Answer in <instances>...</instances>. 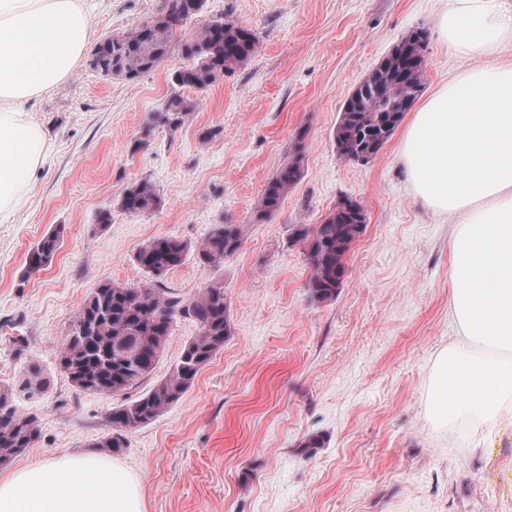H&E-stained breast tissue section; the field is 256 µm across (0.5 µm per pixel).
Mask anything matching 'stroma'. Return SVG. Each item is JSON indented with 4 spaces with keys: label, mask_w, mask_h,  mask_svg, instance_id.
I'll list each match as a JSON object with an SVG mask.
<instances>
[{
    "label": "stroma",
    "mask_w": 512,
    "mask_h": 512,
    "mask_svg": "<svg viewBox=\"0 0 512 512\" xmlns=\"http://www.w3.org/2000/svg\"><path fill=\"white\" fill-rule=\"evenodd\" d=\"M160 0H83L89 43L129 31ZM440 0H206L254 29L257 52L206 92L178 129L149 121L172 89L174 57L137 79H106L80 60L25 107L48 137L20 204L0 219V385L27 361L53 375L19 400L40 436L16 466L93 450L121 396L86 393L58 373V354L100 282L140 285L133 257L148 241L205 237L240 225L243 246L221 271L195 256L165 285L190 296L223 277L232 334L187 393L126 435L118 462L138 479L145 512H512V422L432 421L425 402L439 352L459 339L448 313L454 216L416 198L394 132L368 162L340 158L333 134L354 88L415 28H424L430 95L481 54L448 48ZM305 135L302 177L258 224L266 183ZM155 211L119 207L135 181ZM366 228L346 255L342 288L318 301L294 231L322 223L341 197ZM108 223H99L101 213ZM51 263L26 274L28 251L56 225ZM322 445L305 446L311 438ZM160 200L155 185L149 181H136L125 188L120 207L129 215H141L157 209Z\"/></svg>",
    "instance_id": "obj_1"
}]
</instances>
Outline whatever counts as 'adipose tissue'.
I'll list each match as a JSON object with an SVG mask.
<instances>
[{
    "instance_id": "obj_1",
    "label": "adipose tissue",
    "mask_w": 512,
    "mask_h": 512,
    "mask_svg": "<svg viewBox=\"0 0 512 512\" xmlns=\"http://www.w3.org/2000/svg\"><path fill=\"white\" fill-rule=\"evenodd\" d=\"M439 28L462 53L512 33L496 0H447ZM88 48L81 0H0V216L44 156L24 105L60 83ZM423 202L458 216L448 247L450 311L462 340L437 356L426 411L489 419L512 402V56L470 68L421 100L400 150ZM0 512H144L140 484L94 453L52 455L0 476Z\"/></svg>"
}]
</instances>
